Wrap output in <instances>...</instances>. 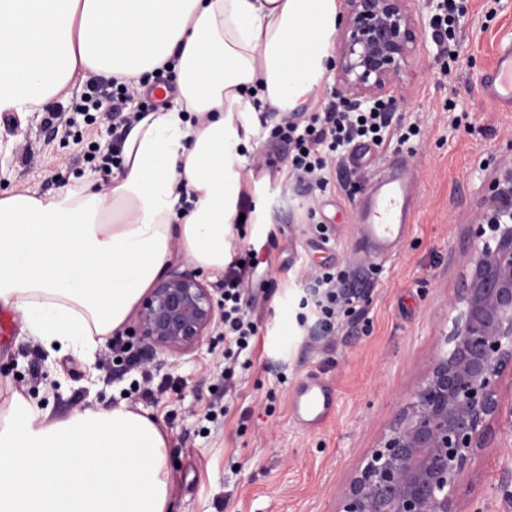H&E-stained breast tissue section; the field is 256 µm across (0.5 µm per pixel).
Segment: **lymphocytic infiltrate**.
<instances>
[{
  "label": "lymphocytic infiltrate",
  "mask_w": 512,
  "mask_h": 512,
  "mask_svg": "<svg viewBox=\"0 0 512 512\" xmlns=\"http://www.w3.org/2000/svg\"><path fill=\"white\" fill-rule=\"evenodd\" d=\"M171 64L144 74L138 86L132 87L115 77L90 76L78 109L98 113L101 120L113 127L129 130L139 114L127 111L126 104L134 97L137 87L152 83L171 72ZM389 103L382 102L364 108L342 109L330 103L319 112H284L270 127L269 139L288 146V176L296 185L306 189H326L331 182L337 161L342 160L355 139L366 138L374 145L405 144L418 135L416 125L407 130L392 128ZM261 261L255 246L241 249L236 260L224 269V358L236 363L240 352L249 348L258 334L254 306L264 293L252 286L259 273ZM363 271L346 267H324L305 281V295L300 308H311L315 325L329 336L339 321L355 313L356 283Z\"/></svg>",
  "instance_id": "obj_1"
}]
</instances>
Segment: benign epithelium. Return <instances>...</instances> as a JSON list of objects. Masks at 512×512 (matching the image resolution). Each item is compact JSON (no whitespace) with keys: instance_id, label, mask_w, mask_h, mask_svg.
<instances>
[{"instance_id":"7a95c632","label":"benign epithelium","mask_w":512,"mask_h":512,"mask_svg":"<svg viewBox=\"0 0 512 512\" xmlns=\"http://www.w3.org/2000/svg\"><path fill=\"white\" fill-rule=\"evenodd\" d=\"M412 0H344L336 92L351 104L392 99L417 59L422 21ZM457 302L462 321L391 433L341 491L338 512H458L464 474L502 415L512 366V167L495 178L479 213ZM208 285L170 270L143 297L135 335L144 350H193L217 325Z\"/></svg>"}]
</instances>
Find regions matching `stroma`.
<instances>
[{
  "instance_id": "1",
  "label": "stroma",
  "mask_w": 512,
  "mask_h": 512,
  "mask_svg": "<svg viewBox=\"0 0 512 512\" xmlns=\"http://www.w3.org/2000/svg\"><path fill=\"white\" fill-rule=\"evenodd\" d=\"M437 2H414L425 24L422 44L395 92L396 119L420 129L404 146L420 176L414 228L394 259L374 264L353 318L327 337L299 327L300 282L326 265L356 266L353 226L383 166L335 169L326 190L307 192L286 177L287 147L261 135L246 162L251 196L267 221L230 231L228 239L234 248L255 245L269 300L256 307L255 346L232 375L224 373L219 327L190 352L152 356V395L145 398L136 390L139 373L113 365L109 341L90 356L71 348L50 354L25 336L16 313L0 335V408L18 393L57 418L120 404L149 415L167 438L171 512H337L342 489L448 350L480 203L512 165V112L490 109L480 86L499 41L512 38V0H457L462 17L438 36L429 25ZM84 84L75 74L49 103L54 121L47 112L0 117V140L11 150L0 193L53 196L94 170L85 143L109 145L116 134L101 121L84 127V144L69 137ZM312 218L331 225L328 244L309 229ZM308 373L337 391L335 415L315 432L289 417L292 388ZM459 510L512 512V418L501 417L476 450Z\"/></svg>"
}]
</instances>
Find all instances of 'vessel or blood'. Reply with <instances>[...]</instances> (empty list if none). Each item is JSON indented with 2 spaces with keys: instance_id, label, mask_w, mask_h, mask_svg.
<instances>
[{
  "instance_id": "1",
  "label": "vessel or blood",
  "mask_w": 512,
  "mask_h": 512,
  "mask_svg": "<svg viewBox=\"0 0 512 512\" xmlns=\"http://www.w3.org/2000/svg\"><path fill=\"white\" fill-rule=\"evenodd\" d=\"M485 99L494 106L512 111V39L500 42L491 71L481 82ZM408 155L394 151L389 159L391 175L370 191L360 212V222L351 239L352 248L370 260L395 256L409 235L418 195L416 176L410 175ZM336 389L322 377L309 373L301 377L291 396L292 418L306 428L320 429L336 408Z\"/></svg>"
}]
</instances>
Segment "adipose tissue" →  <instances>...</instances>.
<instances>
[{"instance_id":"ef3b65f1","label":"adipose tissue","mask_w":512,"mask_h":512,"mask_svg":"<svg viewBox=\"0 0 512 512\" xmlns=\"http://www.w3.org/2000/svg\"><path fill=\"white\" fill-rule=\"evenodd\" d=\"M339 0H0V114L44 111L76 72L133 82L172 62L176 92L129 129L110 187L0 195V304L45 349L94 351L165 270L173 244L223 273L249 187L255 102L314 103ZM167 442L120 406L0 412V512H169Z\"/></svg>"}]
</instances>
